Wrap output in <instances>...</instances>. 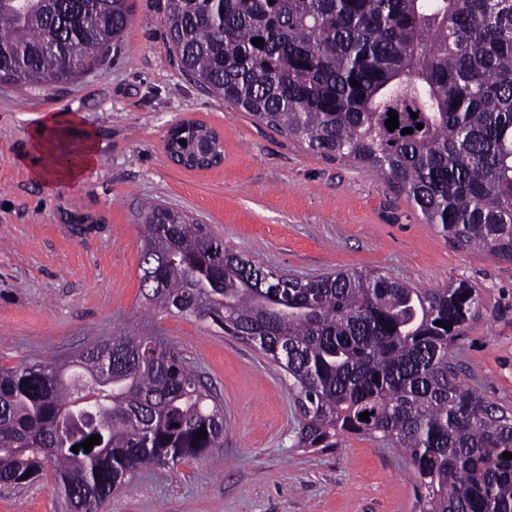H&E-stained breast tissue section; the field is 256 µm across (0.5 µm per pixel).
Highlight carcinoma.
I'll return each mask as SVG.
<instances>
[{
  "instance_id": "1",
  "label": "carcinoma",
  "mask_w": 512,
  "mask_h": 512,
  "mask_svg": "<svg viewBox=\"0 0 512 512\" xmlns=\"http://www.w3.org/2000/svg\"><path fill=\"white\" fill-rule=\"evenodd\" d=\"M130 16V0H0V83L76 79ZM163 24L189 80L312 151L390 177L459 247L512 262V0H165ZM196 130L173 142L178 155L213 134ZM142 223L147 308L216 326L283 371L303 408L298 447L380 439L408 456L418 512H512V409L448 361L480 314L477 288L362 269L290 277L163 205ZM92 435L91 451L72 452ZM222 447V403L145 328L62 363L0 368V483L50 470L69 512H103L138 470Z\"/></svg>"
}]
</instances>
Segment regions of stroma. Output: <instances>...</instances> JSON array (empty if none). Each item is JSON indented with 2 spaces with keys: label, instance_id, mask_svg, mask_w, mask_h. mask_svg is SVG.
<instances>
[{
  "label": "stroma",
  "instance_id": "35a3bbf8",
  "mask_svg": "<svg viewBox=\"0 0 512 512\" xmlns=\"http://www.w3.org/2000/svg\"><path fill=\"white\" fill-rule=\"evenodd\" d=\"M131 3L121 40L76 81L0 84V367L62 362L136 322L176 341L217 393V459L139 471L106 512H416L400 449L364 437L297 447L303 415L281 370L221 330L144 313L141 212L152 203L186 212L226 246L300 278L357 268L422 288L474 285L481 312L452 361L463 383L511 409L512 262L459 248L393 180L322 157L189 81L166 49L165 0ZM52 112L78 115L71 144L91 130L100 152L81 181L47 191L25 158L31 131ZM187 121L219 135L220 165L171 161L165 138ZM64 510L51 479L0 485V512Z\"/></svg>",
  "mask_w": 512,
  "mask_h": 512
}]
</instances>
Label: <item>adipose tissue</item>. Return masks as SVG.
Returning <instances> with one entry per match:
<instances>
[{
  "label": "adipose tissue",
  "mask_w": 512,
  "mask_h": 512,
  "mask_svg": "<svg viewBox=\"0 0 512 512\" xmlns=\"http://www.w3.org/2000/svg\"><path fill=\"white\" fill-rule=\"evenodd\" d=\"M77 115L48 114L33 136V150L39 160L31 174L45 188L62 182H73L84 177L93 167L98 155V142L94 132H86L81 145L74 150L54 147L53 141L63 135L69 125L77 123Z\"/></svg>",
  "instance_id": "obj_1"
}]
</instances>
